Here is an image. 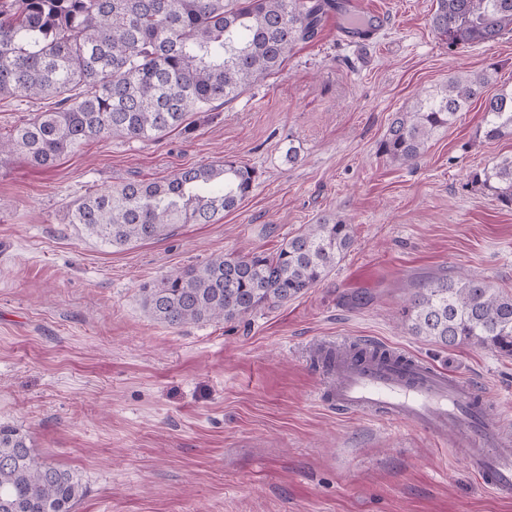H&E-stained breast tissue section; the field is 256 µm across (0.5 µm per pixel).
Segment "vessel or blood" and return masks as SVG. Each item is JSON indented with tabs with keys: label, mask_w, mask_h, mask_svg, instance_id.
Instances as JSON below:
<instances>
[{
	"label": "vessel or blood",
	"mask_w": 512,
	"mask_h": 512,
	"mask_svg": "<svg viewBox=\"0 0 512 512\" xmlns=\"http://www.w3.org/2000/svg\"><path fill=\"white\" fill-rule=\"evenodd\" d=\"M324 398L337 410L453 439L466 468L488 490L512 491V433L501 412L478 402L471 380L415 355L403 363L336 350L325 366Z\"/></svg>",
	"instance_id": "1"
}]
</instances>
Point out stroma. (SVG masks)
Listing matches in <instances>:
<instances>
[{
  "instance_id": "35a3bbf8",
  "label": "stroma",
  "mask_w": 512,
  "mask_h": 512,
  "mask_svg": "<svg viewBox=\"0 0 512 512\" xmlns=\"http://www.w3.org/2000/svg\"><path fill=\"white\" fill-rule=\"evenodd\" d=\"M383 20L364 46L335 16L279 70L192 132L92 141L47 169L0 156V424L79 474L76 512H512L452 444L325 403L321 345L373 339L475 380L512 411V360L411 335L418 279L480 278L512 294V209L472 186L512 136L482 134L472 103L413 164L381 156L396 112L450 71L497 67L512 87V33L449 49L435 0H366ZM252 166L251 194L213 224L108 248L64 220L89 191L219 160ZM344 218L354 244L329 277L235 323L172 329L144 283L211 256L272 253L304 225Z\"/></svg>"
}]
</instances>
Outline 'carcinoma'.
Listing matches in <instances>:
<instances>
[{
	"label": "carcinoma",
	"mask_w": 512,
	"mask_h": 512,
	"mask_svg": "<svg viewBox=\"0 0 512 512\" xmlns=\"http://www.w3.org/2000/svg\"><path fill=\"white\" fill-rule=\"evenodd\" d=\"M335 0H0V97L56 99L0 141L38 167L86 143L149 140L239 97L275 72L294 46L314 38ZM434 31L450 47L512 33V0H436ZM493 72H453L396 113L381 154L417 161L478 99L483 135H512V88L487 95ZM257 180L232 160L191 166L160 181H130L75 202L69 223L106 245L166 239L178 224H213L237 208ZM512 209V156L475 173ZM341 218L307 224L276 252L215 256L142 288L148 314L169 328L243 321L324 281L352 246ZM413 336L512 357V295L478 279L424 277L403 309ZM86 495L77 473L34 453L29 437L0 425V512H75Z\"/></svg>",
	"instance_id": "obj_1"
}]
</instances>
